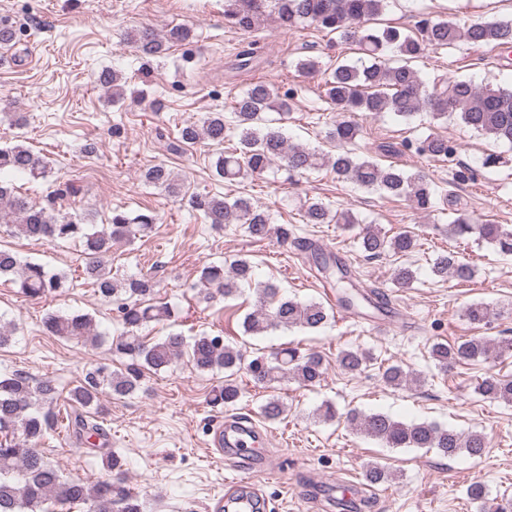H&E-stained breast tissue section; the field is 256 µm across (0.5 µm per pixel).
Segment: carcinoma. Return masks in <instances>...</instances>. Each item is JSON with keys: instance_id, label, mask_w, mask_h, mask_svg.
<instances>
[{"instance_id": "obj_1", "label": "carcinoma", "mask_w": 512, "mask_h": 512, "mask_svg": "<svg viewBox=\"0 0 512 512\" xmlns=\"http://www.w3.org/2000/svg\"><path fill=\"white\" fill-rule=\"evenodd\" d=\"M388 3L389 0H224V23L239 32L250 33L265 16L274 15L285 28L314 25L337 35L342 42L359 46L362 57L352 62H338L328 72L313 57L296 63L298 72L305 76L324 75V98L336 112V120L329 130V137L336 141V153L288 143L281 130L273 126V120L267 117L270 112L288 113V100L273 86L261 81L253 83L234 100L233 124L227 123L224 113L209 112L201 124L191 122L181 129V141L193 144L204 138L220 145L227 138V130L237 131L236 146L219 153L214 162L215 178L219 182L231 184L248 177H260L273 168L293 174L314 172L327 166L343 182L382 196L403 198L421 212L433 211L438 202L437 187L418 171L411 172L392 163L383 165L371 156L358 153L361 128L346 115L364 112L376 116L390 112L408 119L426 112L434 120L453 115L467 128L512 144V86L479 87L461 78L428 81L412 65L426 52L447 49L458 42L511 48L512 18L474 21L462 27L452 19L426 14L415 22V31L411 33L395 26H369ZM190 37L189 28L174 26L163 35L149 28L135 29L127 34V41L148 63ZM257 58V48L248 44L237 55L236 69L251 68ZM98 81L112 90V102L123 98L119 74L103 72ZM401 147L418 156L442 161L451 160L459 150L457 143L434 133L408 139ZM399 148L392 144L380 146L382 153L390 155L398 153ZM47 167L42 157L22 144L0 147V172L38 178L45 175ZM144 180L172 197L182 196L179 179L162 164L145 171ZM188 205L204 223L233 224L238 231L256 240L274 237L286 242L293 235V225L275 223L268 210L243 195L194 194L189 197ZM301 217L305 224L353 226L360 223L351 209H335L319 200L305 204ZM156 223L157 217L150 210L134 216L115 210L111 223L98 229L75 215L57 210L54 199L44 204L32 203L17 194L11 184L0 180V227H6L15 237L35 241L80 242L84 272L93 281L98 294L104 298H123L118 306L123 332L112 338L109 350L116 357L128 359L129 364L113 370L104 367L87 370L69 392V400L75 408L89 409L97 405L103 394L132 396L141 387L143 370L166 371L184 357L201 373L222 370L234 374L243 369L255 383L263 386L285 378L303 385H313L322 379L325 373L322 356L314 352L302 353L294 347L247 362L243 353L224 344L221 336L201 335L190 340L180 333L158 340L142 336L140 331L148 324L171 320L173 308L166 303L153 302L156 282L152 277L114 275L106 268L104 257L113 243L141 238L151 232ZM474 234L493 244L499 253L512 255V227L482 224L463 213L448 224V235L457 241ZM359 238L362 251L369 259L389 254L407 257L418 246L416 235L411 232L388 236L372 224L362 228ZM311 259L323 277L335 283L345 304L359 306L367 299L379 309L388 305L377 289H359L351 273L337 264L335 257L316 252ZM431 272L440 278L451 276L468 281L474 269L461 259L459 252L450 249L436 255ZM9 275L17 277L21 292L32 299L70 287V280L64 275L51 273L40 263L0 249V278ZM252 275L251 263L240 257L230 261L227 267L222 264L204 266L200 280L205 287L214 288L229 298L236 295L240 286L251 282ZM256 293V309L243 320L244 332L248 335L263 336L273 328L315 330L329 320L322 303L282 299L278 297L279 287L272 282L257 284ZM463 316L472 325H486L490 322L491 310L484 303L474 302L465 307ZM43 327L53 336L97 346L93 318L87 314L50 312L43 319ZM511 353V342L492 346L479 337L453 345L437 342L431 347L432 358L446 368L465 361L485 360L493 354ZM370 360V353L358 349L343 350L337 358L340 368L347 373L362 370ZM382 378L387 385L398 389L418 382V378L400 365L386 367ZM478 390L491 400L512 402V380L489 375L482 379ZM240 396V388L227 378L213 390L210 403L233 407ZM57 400L58 389L51 379L35 380L18 373L0 375V512H49L46 508L49 503L63 509L81 505L85 512H142L143 504L127 485L117 453H105L112 477L94 483L65 477L44 460L40 446L56 422ZM285 411L286 404L278 397L269 398L261 406V415L268 422L280 420ZM346 420L357 432L387 448H434L440 455L451 458L461 453L480 457L488 447L481 433L462 435L432 423H406L383 413L367 414L352 409L346 413ZM69 427L76 440L90 448L108 443V433L91 415L76 413Z\"/></svg>"}]
</instances>
